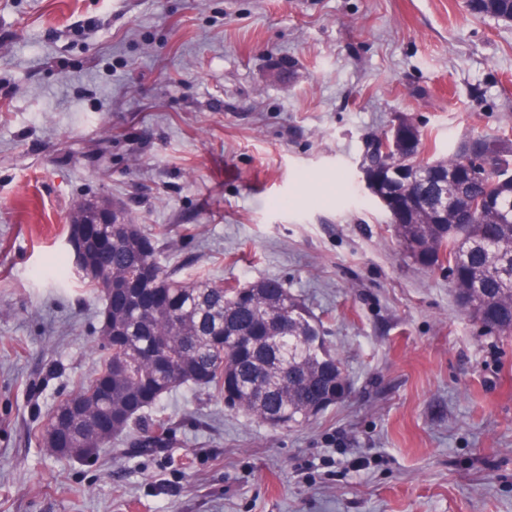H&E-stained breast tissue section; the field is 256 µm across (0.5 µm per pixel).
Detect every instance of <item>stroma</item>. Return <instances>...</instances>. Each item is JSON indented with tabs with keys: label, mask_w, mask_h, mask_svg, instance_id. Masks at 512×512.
Returning a JSON list of instances; mask_svg holds the SVG:
<instances>
[{
	"label": "stroma",
	"mask_w": 512,
	"mask_h": 512,
	"mask_svg": "<svg viewBox=\"0 0 512 512\" xmlns=\"http://www.w3.org/2000/svg\"><path fill=\"white\" fill-rule=\"evenodd\" d=\"M411 118L423 157L512 139V23L465 0H0V512H512V338L398 248L368 139ZM107 194L188 278L276 279L353 390L264 426L186 385L92 464L39 429L102 356L68 268ZM387 131V130H386ZM386 131L379 137L370 140L371 142L367 145L365 150L366 155L363 157V163L366 166H377V165H385L387 163L388 154L384 152H388L387 147H383L384 152L382 151L383 145V136H386ZM371 149L373 151L370 153ZM362 166L361 173L363 175V181L365 186L370 192L376 191V183L378 179L382 177L379 175V172L376 170H371L370 168Z\"/></svg>",
	"instance_id": "1"
}]
</instances>
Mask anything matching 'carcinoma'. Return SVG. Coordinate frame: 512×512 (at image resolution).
Returning <instances> with one entry per match:
<instances>
[{
    "label": "carcinoma",
    "instance_id": "1",
    "mask_svg": "<svg viewBox=\"0 0 512 512\" xmlns=\"http://www.w3.org/2000/svg\"><path fill=\"white\" fill-rule=\"evenodd\" d=\"M471 12L502 21L512 0H478ZM382 137L367 145L363 163L384 165ZM512 165V140L487 136L464 141L439 168L468 174L467 196L491 205L468 224L443 215L446 182L418 178L404 187L413 198L410 224L393 225L397 246L425 269L456 272L451 287L461 310L496 336H512V182L499 170ZM112 232L96 224H70L66 245L81 253L93 276L81 280L102 301L99 334L108 351L93 379L48 414L41 444L59 455L60 435L75 459L89 461L122 435L145 409L182 385L212 388L235 401L225 406L270 428H287L318 415L314 408L344 386L343 362L327 346L319 319L276 279L243 286L186 278L163 261L165 232L149 235L124 205ZM101 234L111 253L101 265L87 248L86 228Z\"/></svg>",
    "mask_w": 512,
    "mask_h": 512
}]
</instances>
